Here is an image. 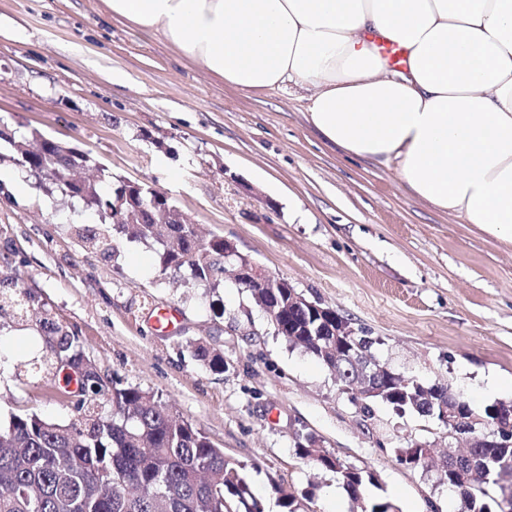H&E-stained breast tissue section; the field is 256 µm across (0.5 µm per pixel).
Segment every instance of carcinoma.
I'll list each match as a JSON object with an SVG mask.
<instances>
[{
  "mask_svg": "<svg viewBox=\"0 0 512 512\" xmlns=\"http://www.w3.org/2000/svg\"><path fill=\"white\" fill-rule=\"evenodd\" d=\"M0 142L10 145L11 159L22 167H37L58 180L57 192L69 199L86 197L102 219L112 223V172L101 169L103 179L85 188L66 179L69 169L87 165L81 155L66 153L50 142L43 154L29 162L25 146L0 128ZM181 213L170 212L167 224L132 225L136 237L158 247L163 269L185 270L191 286L217 288L224 282V240L199 243L192 225L181 224ZM86 246L112 254V237L74 227ZM281 313L292 328L303 332L318 327L311 314L288 307V289L280 292ZM24 316L32 308L40 313L45 364L76 389L65 391L74 414L66 422H54L35 412L15 414L0 426V512H265L253 493L244 464L224 456V449L190 421L174 415L151 391L125 386L121 381L102 380L95 363L85 357L77 334L59 323L40 297L14 284V292L0 300ZM286 340L303 352L325 361L322 348L336 342L334 336H288ZM194 357L212 372H224V355L197 342ZM424 384L415 390L394 385L385 402L403 414L418 412L417 398L431 391ZM110 406L111 414L99 411ZM497 443L473 449V460H459L441 470L448 488L467 502V512H512V494L488 482L489 473L512 475V440L498 433ZM296 454L316 468L336 475L355 508L382 512L386 498L368 500L367 486L377 485L375 473L342 460L317 446L308 435L298 442ZM280 512H305L296 495L277 488Z\"/></svg>",
  "mask_w": 512,
  "mask_h": 512,
  "instance_id": "cac0c4a2",
  "label": "carcinoma"
}]
</instances>
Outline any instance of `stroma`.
<instances>
[{"mask_svg": "<svg viewBox=\"0 0 512 512\" xmlns=\"http://www.w3.org/2000/svg\"><path fill=\"white\" fill-rule=\"evenodd\" d=\"M0 119L89 152L117 180L168 194L205 236H221L307 299L380 339L377 355L426 384L441 382L475 409L493 403L490 379H512V243L412 196L392 172L348 157L305 118L297 88L242 94L162 41H146L103 0H0ZM120 75L111 83L109 75ZM0 189V291L9 276L40 296L78 336L102 373L162 396L226 457L246 464L266 512L276 488L313 492L311 512H352L329 502L335 477L297 457L316 437L379 479L366 497L401 512H460L435 472L408 469L406 440L445 448L439 428L378 404L360 412L316 358L277 335L250 293L232 280L186 285L162 269L156 245L114 232L81 202ZM114 234L104 255L72 232ZM174 326L154 328L158 307ZM203 340L224 355L207 370ZM43 339L34 320H0V423L35 412L68 421L62 381L29 370ZM194 357L212 372L223 373L224 355L207 345L197 342L193 346Z\"/></svg>", "mask_w": 512, "mask_h": 512, "instance_id": "35a3bbf8", "label": "stroma"}]
</instances>
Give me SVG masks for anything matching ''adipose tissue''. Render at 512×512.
Wrapping results in <instances>:
<instances>
[{"label": "adipose tissue", "mask_w": 512, "mask_h": 512, "mask_svg": "<svg viewBox=\"0 0 512 512\" xmlns=\"http://www.w3.org/2000/svg\"><path fill=\"white\" fill-rule=\"evenodd\" d=\"M243 93L294 85L320 136L512 241V0H104ZM399 43L391 69L376 40Z\"/></svg>", "instance_id": "ef3b65f1"}]
</instances>
